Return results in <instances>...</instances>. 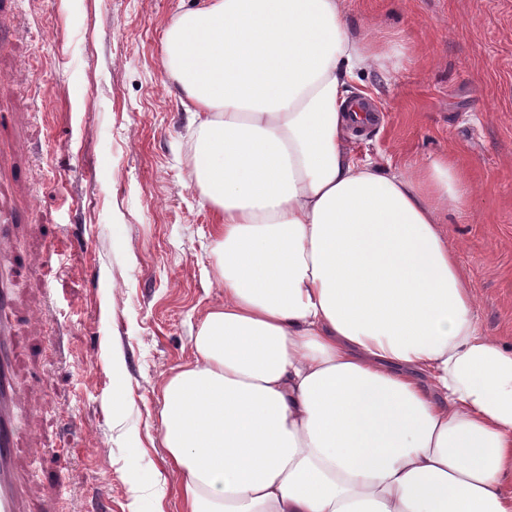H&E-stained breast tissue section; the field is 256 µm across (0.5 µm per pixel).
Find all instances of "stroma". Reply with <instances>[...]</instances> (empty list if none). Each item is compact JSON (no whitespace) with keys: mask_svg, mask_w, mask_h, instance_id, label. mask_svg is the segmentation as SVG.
<instances>
[{"mask_svg":"<svg viewBox=\"0 0 512 512\" xmlns=\"http://www.w3.org/2000/svg\"><path fill=\"white\" fill-rule=\"evenodd\" d=\"M195 0L0 5V202L13 229L15 381L32 410L15 466L26 512H179L133 491L165 467L159 410L173 368L223 300L213 215L189 174L190 115L163 33ZM357 33L401 51L361 76L382 122L358 154L403 168L453 158L476 192L449 243L483 328L512 341V0H347ZM120 346V364L112 362ZM126 403L113 409V395Z\"/></svg>","mask_w":512,"mask_h":512,"instance_id":"35a3bbf8","label":"stroma"}]
</instances>
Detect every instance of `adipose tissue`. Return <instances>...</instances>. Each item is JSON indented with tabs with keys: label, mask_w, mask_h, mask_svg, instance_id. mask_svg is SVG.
<instances>
[{
	"label": "adipose tissue",
	"mask_w": 512,
	"mask_h": 512,
	"mask_svg": "<svg viewBox=\"0 0 512 512\" xmlns=\"http://www.w3.org/2000/svg\"><path fill=\"white\" fill-rule=\"evenodd\" d=\"M164 43L224 290L162 388L182 512H512V342L442 227L475 188L351 143L389 47L345 0H197Z\"/></svg>",
	"instance_id": "obj_1"
}]
</instances>
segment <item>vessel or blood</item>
<instances>
[{
  "instance_id": "1",
  "label": "vessel or blood",
  "mask_w": 512,
  "mask_h": 512,
  "mask_svg": "<svg viewBox=\"0 0 512 512\" xmlns=\"http://www.w3.org/2000/svg\"><path fill=\"white\" fill-rule=\"evenodd\" d=\"M12 304L10 274L0 270V512H25L24 481L14 464L20 396L14 377Z\"/></svg>"
}]
</instances>
